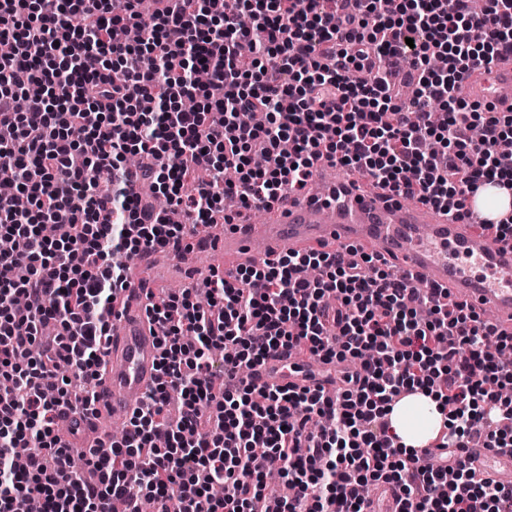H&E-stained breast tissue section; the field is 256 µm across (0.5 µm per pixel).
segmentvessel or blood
<instances>
[{
	"label": "vessel or blood",
	"mask_w": 512,
	"mask_h": 512,
	"mask_svg": "<svg viewBox=\"0 0 512 512\" xmlns=\"http://www.w3.org/2000/svg\"><path fill=\"white\" fill-rule=\"evenodd\" d=\"M512 56L466 80L463 95L512 112ZM512 217V207L491 214L474 212L469 224L456 223L444 209L405 202L389 191L363 186L347 167L317 162L297 199L279 202L267 223L238 216L224 227V254L232 267L252 265L283 253L360 244L395 267L413 284L447 290L450 299L475 310L492 311L497 331L512 333V238L495 226ZM145 280L131 278L122 295L124 314L112 322V342L95 413H62L56 421L61 442L71 448L107 443L101 420L130 417L154 385L160 348L157 329L144 309ZM348 364L312 365L304 354L276 353L252 371L257 386L298 387L335 396ZM463 459L476 477L512 485V453L467 448Z\"/></svg>",
	"instance_id": "obj_1"
}]
</instances>
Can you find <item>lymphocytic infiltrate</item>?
<instances>
[{"instance_id": "1", "label": "lymphocytic infiltrate", "mask_w": 512, "mask_h": 512, "mask_svg": "<svg viewBox=\"0 0 512 512\" xmlns=\"http://www.w3.org/2000/svg\"><path fill=\"white\" fill-rule=\"evenodd\" d=\"M0 0V512H124L143 500L172 512H366L367 491L399 490L405 512H512V488L474 481L464 463L420 464L387 419L396 396L435 393L448 410L449 452L482 437L512 449V335L463 302H441L349 249L284 254L235 274L212 272L149 304L159 376L124 437L92 452L87 475L55 434L62 410L91 412L104 341L128 271L120 257L184 240L154 205L165 197L193 224H215L225 195L242 208L302 190L318 160L371 184L445 206L468 221L469 194L512 190L497 156L512 113H480L457 94L512 45V0ZM138 28L137 43L115 40ZM350 44L337 50L335 34ZM250 44L243 66L239 48ZM412 58L409 122L387 65ZM446 57L443 70L430 67ZM367 71V79L351 81ZM199 97L195 110L182 106ZM446 112L430 121L431 106ZM248 111L264 113L256 127ZM482 136L469 137L472 127ZM140 154L131 169L124 159ZM211 174L197 180L198 170ZM108 188H101V181ZM67 233L45 238L46 221ZM431 308L417 319L415 307ZM319 362L357 359L336 398L259 387L247 370L277 349ZM67 362L71 378L56 367ZM290 496L265 497L268 478ZM223 483V497L211 496Z\"/></svg>"}]
</instances>
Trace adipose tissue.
<instances>
[{"label": "adipose tissue", "instance_id": "obj_1", "mask_svg": "<svg viewBox=\"0 0 512 512\" xmlns=\"http://www.w3.org/2000/svg\"><path fill=\"white\" fill-rule=\"evenodd\" d=\"M447 415L435 395L414 392L394 405L389 414L391 430L399 444L419 448L435 438L445 427Z\"/></svg>", "mask_w": 512, "mask_h": 512}]
</instances>
